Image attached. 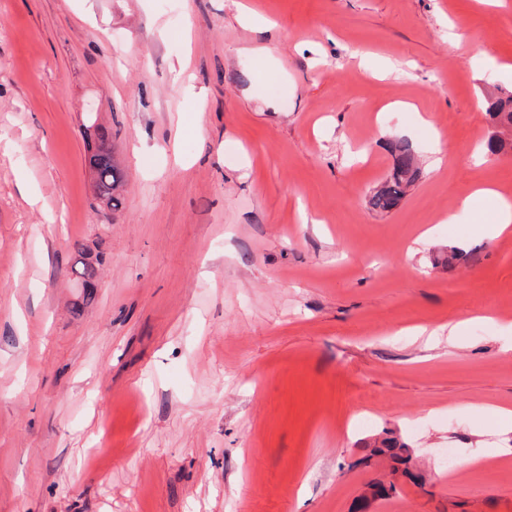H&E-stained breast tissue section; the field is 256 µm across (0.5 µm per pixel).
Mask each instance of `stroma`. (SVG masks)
I'll return each instance as SVG.
<instances>
[{"label": "stroma", "mask_w": 512, "mask_h": 512, "mask_svg": "<svg viewBox=\"0 0 512 512\" xmlns=\"http://www.w3.org/2000/svg\"><path fill=\"white\" fill-rule=\"evenodd\" d=\"M497 86L491 0H0V512H512V468L446 457L512 448L481 408H512V234L457 209L512 186L474 158ZM398 138L420 176L379 213ZM94 135L99 144L88 159V167L94 176L92 188L95 197L108 200L109 208L115 211L121 205V199L120 194H114V189L118 183L122 188L125 174L115 157L108 130L96 126L94 127ZM106 173L110 175L106 180H103ZM95 175H98L99 178H95ZM371 455L386 457L396 465H407L411 460L407 445L395 437L381 439L378 447L372 448Z\"/></svg>", "instance_id": "1"}]
</instances>
